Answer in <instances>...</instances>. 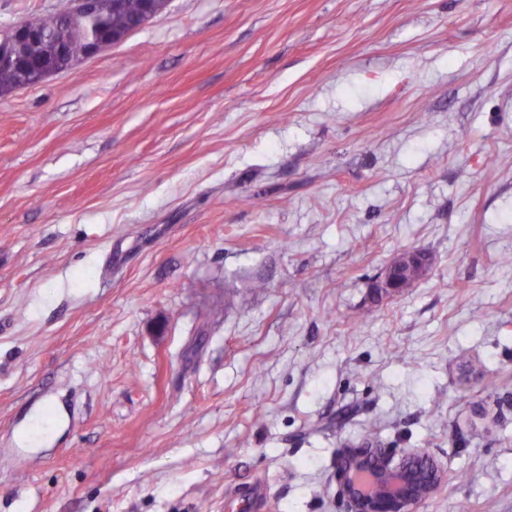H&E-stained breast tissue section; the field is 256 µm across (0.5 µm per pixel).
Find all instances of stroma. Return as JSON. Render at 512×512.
<instances>
[{
    "label": "stroma",
    "mask_w": 512,
    "mask_h": 512,
    "mask_svg": "<svg viewBox=\"0 0 512 512\" xmlns=\"http://www.w3.org/2000/svg\"><path fill=\"white\" fill-rule=\"evenodd\" d=\"M510 255L512 0H169L0 94V512H512ZM418 259L419 254L416 252H408L400 256L379 277L377 288H380L385 295L399 293L402 288L407 287L411 276L422 275L426 271L425 265L421 264ZM340 497L350 512H412L447 482L425 454L404 452L395 461L390 448H352L336 463Z\"/></svg>",
    "instance_id": "35a3bbf8"
}]
</instances>
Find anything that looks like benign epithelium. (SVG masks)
Wrapping results in <instances>:
<instances>
[{
    "instance_id": "benign-epithelium-1",
    "label": "benign epithelium",
    "mask_w": 512,
    "mask_h": 512,
    "mask_svg": "<svg viewBox=\"0 0 512 512\" xmlns=\"http://www.w3.org/2000/svg\"><path fill=\"white\" fill-rule=\"evenodd\" d=\"M419 254L408 252L390 264L377 287L395 295L410 277L423 274ZM336 482L349 512H413V508L447 482L442 470L418 451L395 459L390 448H352L336 463Z\"/></svg>"
}]
</instances>
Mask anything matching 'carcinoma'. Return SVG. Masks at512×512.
Segmentation results:
<instances>
[{
    "instance_id": "1",
    "label": "carcinoma",
    "mask_w": 512,
    "mask_h": 512,
    "mask_svg": "<svg viewBox=\"0 0 512 512\" xmlns=\"http://www.w3.org/2000/svg\"><path fill=\"white\" fill-rule=\"evenodd\" d=\"M75 2L59 0L54 11L22 23L26 28L40 31L45 44L36 49H24L17 58L0 63V94L35 84L33 75L40 69L67 68L68 62L55 58L48 51L49 44L59 37L67 38L77 54L90 33L101 40H121L146 23L144 0H98V11L92 21L73 15Z\"/></svg>"
}]
</instances>
